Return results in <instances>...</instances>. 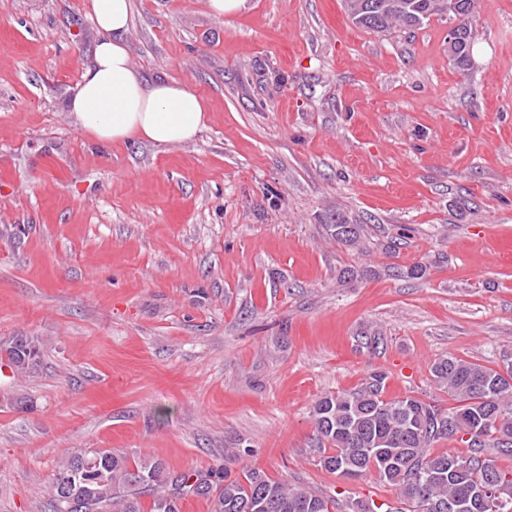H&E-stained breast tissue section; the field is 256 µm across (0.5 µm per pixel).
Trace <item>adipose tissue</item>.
Returning <instances> with one entry per match:
<instances>
[{
    "label": "adipose tissue",
    "instance_id": "1",
    "mask_svg": "<svg viewBox=\"0 0 512 512\" xmlns=\"http://www.w3.org/2000/svg\"><path fill=\"white\" fill-rule=\"evenodd\" d=\"M88 11L100 37L68 101L82 129L103 144L193 141L207 125L206 103L190 87L163 79L149 83L134 69L127 44L130 0H89Z\"/></svg>",
    "mask_w": 512,
    "mask_h": 512
}]
</instances>
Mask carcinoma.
Segmentation results:
<instances>
[{
  "label": "carcinoma",
  "mask_w": 512,
  "mask_h": 512,
  "mask_svg": "<svg viewBox=\"0 0 512 512\" xmlns=\"http://www.w3.org/2000/svg\"><path fill=\"white\" fill-rule=\"evenodd\" d=\"M447 0H344L348 17L374 33L413 30L435 17L445 20ZM458 35L448 56L460 70L471 63L472 18L477 0H460ZM336 242L359 243L363 225L338 212L326 224ZM38 339L0 336V361L27 371L39 366ZM506 372L458 358L436 359L432 381L457 402L443 410L414 396L386 398L387 374L374 371L355 387L320 398L312 418L319 465L342 478L373 471L395 487L405 509L398 512H452L486 488L488 503L471 512H512V471L497 465L512 458V361ZM468 436L464 455L431 452L433 444ZM153 499L151 512H180L188 496L210 501L211 512H331V500L251 469L230 479L224 469L176 471L151 457L88 448L60 458L49 487L50 512H141L139 498Z\"/></svg>",
  "instance_id": "carcinoma-1"
}]
</instances>
